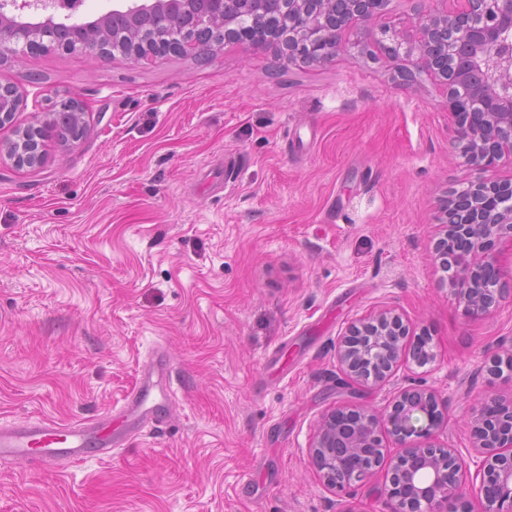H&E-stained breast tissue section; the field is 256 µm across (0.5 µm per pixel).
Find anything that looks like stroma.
Listing matches in <instances>:
<instances>
[{"mask_svg":"<svg viewBox=\"0 0 512 512\" xmlns=\"http://www.w3.org/2000/svg\"><path fill=\"white\" fill-rule=\"evenodd\" d=\"M436 6L387 0L325 65L234 44L149 64L0 56L20 123L67 93L89 105L84 138H47L40 167L0 155V422L120 407L159 346L177 391L111 458L0 465V512H390L379 483L324 488L308 448L328 410L383 414L412 385L444 409L438 443L475 459L470 407L512 400V374L488 372L512 346V243L478 318L431 244L444 192L512 179V161L467 165L443 87L401 80L386 52ZM384 307L434 359L350 393L337 343Z\"/></svg>","mask_w":512,"mask_h":512,"instance_id":"stroma-1","label":"stroma"}]
</instances>
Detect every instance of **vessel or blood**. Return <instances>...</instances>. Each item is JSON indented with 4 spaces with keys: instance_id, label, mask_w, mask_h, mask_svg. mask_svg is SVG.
I'll return each instance as SVG.
<instances>
[{
    "instance_id": "obj_1",
    "label": "vessel or blood",
    "mask_w": 512,
    "mask_h": 512,
    "mask_svg": "<svg viewBox=\"0 0 512 512\" xmlns=\"http://www.w3.org/2000/svg\"><path fill=\"white\" fill-rule=\"evenodd\" d=\"M174 394L172 370L162 351L140 366L139 383L125 403L99 419H54L0 424V463L32 460L46 467L105 459L150 425L163 423Z\"/></svg>"
}]
</instances>
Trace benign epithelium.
<instances>
[{"instance_id":"benign-epithelium-1","label":"benign epithelium","mask_w":512,"mask_h":512,"mask_svg":"<svg viewBox=\"0 0 512 512\" xmlns=\"http://www.w3.org/2000/svg\"><path fill=\"white\" fill-rule=\"evenodd\" d=\"M228 0H116L112 10L93 22L81 21L83 0H0V54H37L46 49L72 51L73 42L86 39L84 54L101 61L109 54L105 43H129L126 56L149 62L168 55H198L211 34L227 43L268 49L286 64H325L346 49L343 36L368 28L387 0H279L275 15L265 11L267 0H238L240 10L227 12ZM444 7L418 18L419 36L406 49L401 77L412 81L424 72L446 89L467 164L478 170L512 159V98L499 93L490 75L512 72V0H439ZM42 21L25 20L31 10ZM23 100L16 87L0 80V130L12 136L0 140L18 167L42 164V146L61 121L76 124L59 135L67 144L81 141L86 132L88 106L70 95L54 102L43 119L15 125ZM444 230L432 246L442 261L449 243H463L457 252L452 291L471 316L485 315L496 306L503 289L487 283V270L499 271L492 245L512 237V179H476L453 190L441 205ZM409 325L391 309L370 312L352 323L341 336L337 361L343 385L384 382L406 358L417 364L431 356L408 341ZM441 422L434 392L422 388L400 391L391 411L380 417L363 406H340L322 416L309 446L312 466L322 484L343 492L366 485L385 473L381 491L391 512H512V401L485 398L469 415L475 447L482 454L470 473L453 448L434 439ZM398 445L385 460L384 436ZM477 481L471 502L459 500L465 480Z\"/></svg>"}]
</instances>
